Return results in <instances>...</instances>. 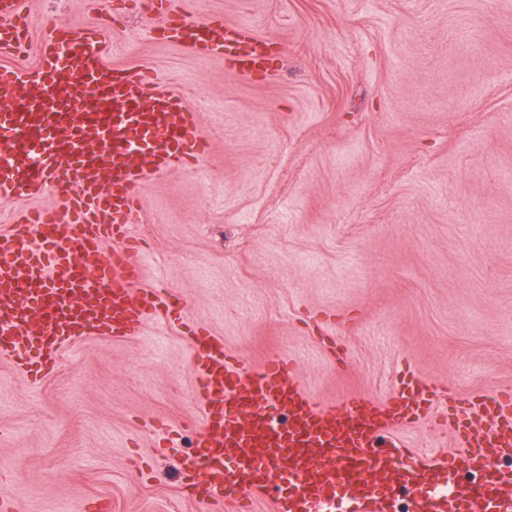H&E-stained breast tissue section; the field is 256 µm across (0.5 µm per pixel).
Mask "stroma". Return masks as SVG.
Masks as SVG:
<instances>
[{
  "label": "stroma",
  "instance_id": "35a3bbf8",
  "mask_svg": "<svg viewBox=\"0 0 512 512\" xmlns=\"http://www.w3.org/2000/svg\"><path fill=\"white\" fill-rule=\"evenodd\" d=\"M175 5L269 39L268 75L159 41L141 0H26V51L0 48L28 70L49 13L98 27L107 62L182 93L209 143L139 184L130 224L141 287L183 312L66 344L43 378L0 358V483L22 512H234L182 492L196 334L291 361L323 408L425 379L440 405L395 437L464 467L454 407L512 390V0Z\"/></svg>",
  "mask_w": 512,
  "mask_h": 512
}]
</instances>
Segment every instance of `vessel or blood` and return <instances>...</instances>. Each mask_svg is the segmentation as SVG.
<instances>
[{
    "instance_id": "obj_1",
    "label": "vessel or blood",
    "mask_w": 512,
    "mask_h": 512,
    "mask_svg": "<svg viewBox=\"0 0 512 512\" xmlns=\"http://www.w3.org/2000/svg\"><path fill=\"white\" fill-rule=\"evenodd\" d=\"M21 7L22 0H0L1 47L25 44ZM47 24L33 71H0V198H31L48 188L65 197L61 211L19 212L18 223L36 232L34 244L20 232H0V357L46 375L65 344L90 334L133 336L148 316L169 313L158 289H134L141 279L128 243L135 181L208 148L181 94L106 64L100 29L57 18ZM156 33L229 61L242 75L268 70L271 47L245 24L169 8ZM51 94L57 111H37V101ZM195 353L204 430L179 462L188 496L242 503L272 492L282 512H316L352 487L355 512H372L379 495L427 487L432 494L419 501V512H512V473L494 466L512 455V395L478 397L489 427L456 419L470 466L486 474L458 498L444 491L453 459L414 453L395 440L396 429L428 408L421 379L404 380L390 405L359 400L320 408L285 360L244 371L212 336L197 337ZM272 407L287 410L286 426L266 424Z\"/></svg>"
}]
</instances>
